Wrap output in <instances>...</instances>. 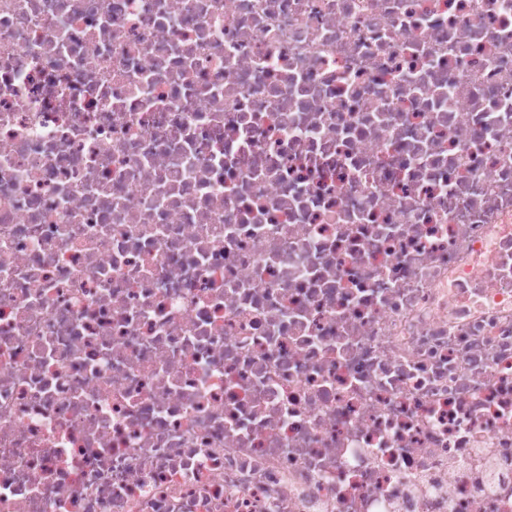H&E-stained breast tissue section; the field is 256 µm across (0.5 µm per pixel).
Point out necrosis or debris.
<instances>
[{"label": "necrosis or debris", "mask_w": 512, "mask_h": 512, "mask_svg": "<svg viewBox=\"0 0 512 512\" xmlns=\"http://www.w3.org/2000/svg\"><path fill=\"white\" fill-rule=\"evenodd\" d=\"M0 512H512V0H0Z\"/></svg>", "instance_id": "4bbe7bcc"}]
</instances>
